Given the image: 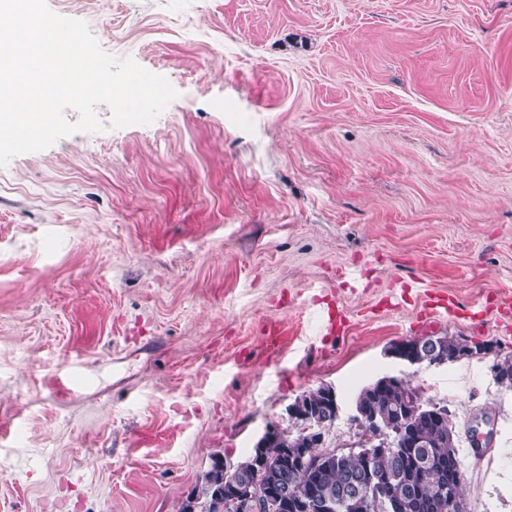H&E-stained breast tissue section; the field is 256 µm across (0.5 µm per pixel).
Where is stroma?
Returning a JSON list of instances; mask_svg holds the SVG:
<instances>
[{
  "label": "stroma",
  "mask_w": 512,
  "mask_h": 512,
  "mask_svg": "<svg viewBox=\"0 0 512 512\" xmlns=\"http://www.w3.org/2000/svg\"><path fill=\"white\" fill-rule=\"evenodd\" d=\"M178 93L0 167V512H179L330 386L447 408L512 512V0H47ZM492 344L443 365L402 340Z\"/></svg>",
  "instance_id": "1"
}]
</instances>
